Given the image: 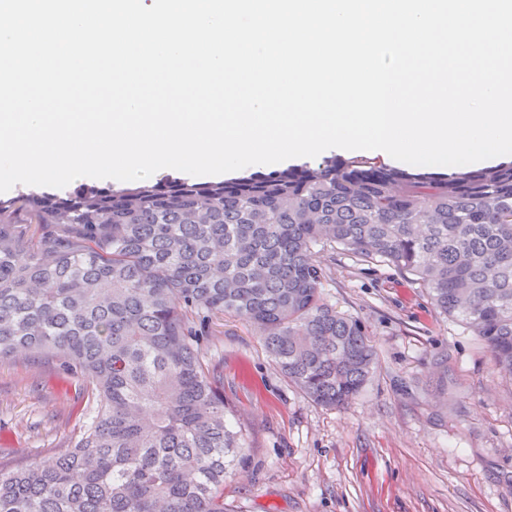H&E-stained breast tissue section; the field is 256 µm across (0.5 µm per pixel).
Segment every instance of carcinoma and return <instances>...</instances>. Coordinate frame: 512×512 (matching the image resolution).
Wrapping results in <instances>:
<instances>
[{
  "label": "carcinoma",
  "mask_w": 512,
  "mask_h": 512,
  "mask_svg": "<svg viewBox=\"0 0 512 512\" xmlns=\"http://www.w3.org/2000/svg\"><path fill=\"white\" fill-rule=\"evenodd\" d=\"M413 276L512 380V162L447 175L327 158L218 182L0 198V359L50 357L93 412L60 452L0 467V512H229L227 422L203 346L226 315L342 409L377 366L315 249Z\"/></svg>",
  "instance_id": "1"
}]
</instances>
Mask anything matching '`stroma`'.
<instances>
[{
  "mask_svg": "<svg viewBox=\"0 0 512 512\" xmlns=\"http://www.w3.org/2000/svg\"><path fill=\"white\" fill-rule=\"evenodd\" d=\"M324 292L362 320L378 369L346 409L288 382L245 321L205 349L246 444L224 480L230 512H512V383L440 316L412 276L321 251ZM91 407L47 358L0 361V462L66 447Z\"/></svg>",
  "mask_w": 512,
  "mask_h": 512,
  "instance_id": "35a3bbf8",
  "label": "stroma"
}]
</instances>
